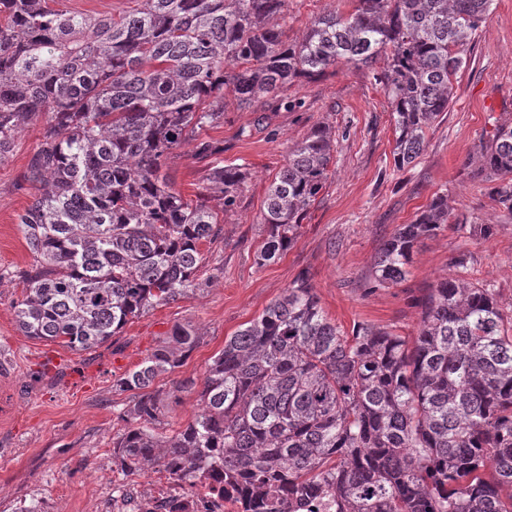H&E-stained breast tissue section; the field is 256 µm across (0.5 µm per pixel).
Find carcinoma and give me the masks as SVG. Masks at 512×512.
<instances>
[{
    "instance_id": "cac0c4a2",
    "label": "carcinoma",
    "mask_w": 512,
    "mask_h": 512,
    "mask_svg": "<svg viewBox=\"0 0 512 512\" xmlns=\"http://www.w3.org/2000/svg\"><path fill=\"white\" fill-rule=\"evenodd\" d=\"M0 0V163L46 117L27 168L39 195L19 215L35 266L15 320L31 339L73 351L196 291L201 245L219 235L210 208L172 189L173 150L224 116L261 110L288 86L345 61L384 59L376 81L395 119L394 164L425 148L452 102L472 36L494 0H350L284 39L287 0H143L120 14ZM336 131L316 126L288 151L264 205L263 266L293 244L323 189ZM481 170L512 175V126L479 150ZM246 173L212 169L209 190L235 205ZM448 224L435 195L374 261V286L405 280L415 246ZM413 339L332 324L310 277H298L224 340L201 410L171 436L153 429L156 378L200 334L177 325L116 383L135 392L113 448L125 472L159 467L182 480L222 474L250 512H290L329 493L336 512H512V320L490 288L443 276L419 303Z\"/></svg>"
}]
</instances>
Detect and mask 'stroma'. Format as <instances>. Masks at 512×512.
I'll return each mask as SVG.
<instances>
[{
	"label": "stroma",
	"mask_w": 512,
	"mask_h": 512,
	"mask_svg": "<svg viewBox=\"0 0 512 512\" xmlns=\"http://www.w3.org/2000/svg\"><path fill=\"white\" fill-rule=\"evenodd\" d=\"M374 74V67L341 63L317 80L290 86L289 106L256 112L228 103L220 120L175 149L164 167L169 182L185 200L205 201L220 227L202 247L199 288L132 319L90 351L31 339L17 328L14 305L34 265L18 216L37 193L26 171L43 141L44 119L17 135L0 164V512H13L24 497L46 499L52 512H96L99 495L113 482L146 479L143 471L123 474L113 448L124 427L118 414L134 399L116 388V380L174 326L196 328L197 346L155 382L163 392L158 431L184 427L199 408V392L172 391V381H202L225 339L300 275H309L327 317L347 334L366 323L416 336V301L447 274L493 289L512 314V210L494 198L500 178L480 172L476 160L477 146L496 126L512 125V0H495L447 112L428 130L421 156L401 170L393 160L394 118ZM322 123L336 130L325 186L285 255L258 266L268 187L289 148ZM201 141L223 145V154L198 155ZM219 163L246 173L230 208L207 190ZM438 193L448 196L447 227L418 243L403 282L370 289L384 243ZM458 258L463 266H455ZM53 354L61 362L52 370Z\"/></svg>",
	"instance_id": "stroma-1"
}]
</instances>
